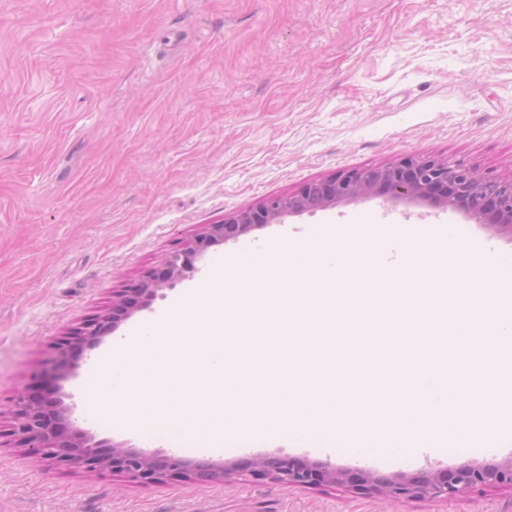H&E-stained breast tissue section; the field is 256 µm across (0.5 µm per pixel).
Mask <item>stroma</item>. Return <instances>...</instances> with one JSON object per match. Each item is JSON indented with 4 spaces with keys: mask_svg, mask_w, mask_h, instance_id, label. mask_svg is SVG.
Instances as JSON below:
<instances>
[{
    "mask_svg": "<svg viewBox=\"0 0 512 512\" xmlns=\"http://www.w3.org/2000/svg\"><path fill=\"white\" fill-rule=\"evenodd\" d=\"M414 153L512 180V0H0V512H512V489L388 504L355 487L512 459L511 448L359 459L291 437L211 464L229 482L148 486L35 462L9 437L42 387L95 439L150 455L171 443L82 412L98 350L66 338L203 226L337 172ZM468 224L462 211L364 196L212 246L116 330L163 313L225 253L324 224ZM473 223V222H472ZM336 468L341 484L255 480V458Z\"/></svg>",
    "mask_w": 512,
    "mask_h": 512,
    "instance_id": "obj_1",
    "label": "stroma"
}]
</instances>
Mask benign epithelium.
<instances>
[{"instance_id": "7a95c632", "label": "benign epithelium", "mask_w": 512, "mask_h": 512, "mask_svg": "<svg viewBox=\"0 0 512 512\" xmlns=\"http://www.w3.org/2000/svg\"><path fill=\"white\" fill-rule=\"evenodd\" d=\"M379 194L392 199L420 198L438 206L467 212L481 222L512 224V180L501 181L478 173L462 162L431 156L406 154L397 161L365 170L342 171L304 185L288 196H271L253 208L227 217L221 224H207L192 240L164 258L162 265L130 283L110 311L87 321L75 337V345L92 350L101 339L115 331L135 310L153 301L158 292L174 284L193 261L211 246L236 240L256 228L281 221L290 214L325 208L340 200ZM11 435L30 453L58 465L78 464L89 471L110 470L144 485L181 481L190 469L204 478L227 481L234 469L194 464L172 452L148 455L122 445L110 446L89 433L70 427L72 409L36 388L18 396ZM257 480L275 478L289 486H317L343 481V473L316 463L283 456L263 460L252 469ZM484 486L512 489V461L493 467H467L454 471L428 472L399 481L364 472L359 489L400 502L416 498L455 500Z\"/></svg>"}]
</instances>
